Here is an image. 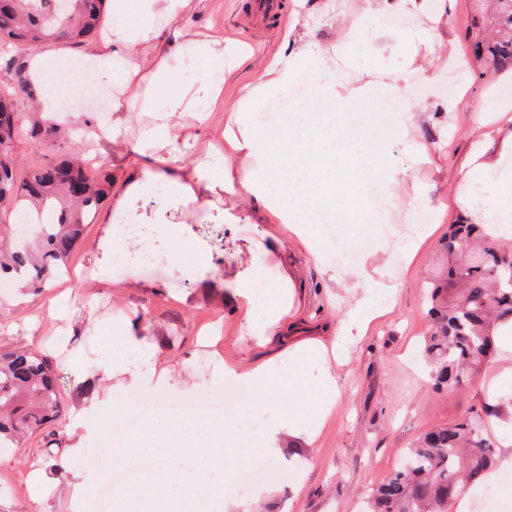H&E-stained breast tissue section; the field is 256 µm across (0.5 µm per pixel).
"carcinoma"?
<instances>
[{
    "instance_id": "obj_1",
    "label": "carcinoma",
    "mask_w": 512,
    "mask_h": 512,
    "mask_svg": "<svg viewBox=\"0 0 512 512\" xmlns=\"http://www.w3.org/2000/svg\"><path fill=\"white\" fill-rule=\"evenodd\" d=\"M55 0H3L0 5V56L15 88L0 92V109L13 120L0 124V281L39 292L67 268L75 245L112 191V175L92 180L80 151L59 162L45 161L17 180L12 152L17 141L55 143L66 139L57 124L34 112L15 111L16 91L36 99L28 82L24 52L64 42L90 44L102 21L104 0H69L61 14ZM475 37L473 55L495 73L512 72V0H495L492 12L472 17L466 32ZM485 237L480 224H456L445 248L452 265L448 284L436 279L429 290L434 331L423 353L432 364L433 387L461 386L475 366L497 349L492 326L512 320V273L491 247L462 250ZM61 416L56 372L51 360L20 346L0 348V447L20 446L27 437ZM494 442L476 414L425 433L409 450L405 467L374 489L370 512H447L460 484L485 473L493 463Z\"/></svg>"
}]
</instances>
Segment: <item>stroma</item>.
Returning a JSON list of instances; mask_svg holds the SVG:
<instances>
[{"mask_svg": "<svg viewBox=\"0 0 512 512\" xmlns=\"http://www.w3.org/2000/svg\"><path fill=\"white\" fill-rule=\"evenodd\" d=\"M275 14L262 16L256 0H202L188 24L196 31H222L225 38L249 44L261 54L276 52L285 25L304 24L326 15L336 18V28L322 27L316 35L336 51L339 65L360 82H399L406 96L423 107L420 124L410 141H395L389 157L396 166L410 169L414 185L399 187L378 206L392 214L390 223L368 225L362 240L377 245L368 259L367 272L375 279L397 284L395 306L366 335L355 337L342 363L313 361L310 375L331 368L342 385L336 409L320 436L303 455L284 452L266 469L265 481L276 488L259 505L260 512H363L367 493L381 484L404 459V450L425 432L482 411L479 390L495 386L497 376L512 367V352L488 358L478 373L462 388L434 390L430 366L420 346L433 325L425 283L448 277V254L442 241L450 225L460 219L459 205L468 189L460 182V171L476 139L475 115L492 108L494 90L512 84L508 74L484 73L470 52L466 25L473 0H455L448 19L430 24L420 18V27H433L431 47L410 55L404 40L381 37L359 45L347 36L346 25L359 13L361 0H276ZM60 61L53 90L67 92L59 109L78 107L86 113L107 114L112 94L93 81L69 79L66 72L82 67V51L54 44ZM215 81L224 85V101L205 113L203 131L211 137L224 127L225 104L237 101L252 80L242 69L234 80L224 78L222 67L211 69ZM439 221L434 233L420 246L413 262H406L403 246L414 239L431 216ZM192 229L210 251V273L230 284L245 277L257 259H264L263 281L278 283L281 261L298 271L297 292L308 327L323 324L338 328L356 295L352 289L329 281L327 273L302 249L272 246V224H253L241 219L227 226L216 213L201 212ZM99 237L98 224L87 225L76 244L66 273L55 276L42 292L22 295L16 289L0 293L7 304L0 323V347L25 344L52 356L58 376L62 415L46 424L21 446L1 451L0 512H88L84 489L99 486L101 476L91 471L88 461L97 455L96 442L79 451L71 446L76 435L70 426L71 408L85 388L81 373L55 357L51 340L65 329L64 320L47 315L48 300L68 293L75 306L95 305L101 316L135 314L168 346L174 365L193 358L197 367L211 371L215 358L253 359L260 351L242 334V315L216 303L179 302L158 289L171 271L163 259L135 266L117 288H97L84 279L94 257ZM152 288H142V281ZM219 324L213 343L196 345L195 334L204 325ZM46 470L57 481L55 495L36 503L30 494H16L25 484L28 464Z\"/></svg>", "mask_w": 512, "mask_h": 512, "instance_id": "1", "label": "stroma"}]
</instances>
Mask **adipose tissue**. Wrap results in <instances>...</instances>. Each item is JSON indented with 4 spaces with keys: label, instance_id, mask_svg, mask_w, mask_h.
<instances>
[{
    "label": "adipose tissue",
    "instance_id": "1",
    "mask_svg": "<svg viewBox=\"0 0 512 512\" xmlns=\"http://www.w3.org/2000/svg\"><path fill=\"white\" fill-rule=\"evenodd\" d=\"M197 0H111L107 26L84 58L91 79L112 92V113L99 119L92 136L122 143L131 163L112 203L99 215L100 235L90 280L119 284L117 254L133 255L137 241L126 225L138 223L136 205L154 202L150 225L167 243V262L190 275L203 302L233 304L243 311L242 333L257 345L286 335L290 304L296 299L295 277L284 273L276 287L278 306L256 313L259 273L227 287L208 275L207 255L184 215L213 211L225 224L238 223L236 204L253 203L260 217L280 224L289 245L304 248L314 262L332 269L323 240L315 236L307 217L321 210H341L349 216L350 234L372 223L363 188L374 180L386 191L405 181L407 170L386 162L388 144L407 139L422 115L405 104L398 82L384 86L354 81L339 70L336 58L310 31L285 28L282 46L274 54L257 55L254 48L225 39L223 32L186 34L184 20ZM450 0H362L360 14L349 24L359 39L372 41L388 34L399 9L438 19ZM186 60L196 71L184 81L173 58ZM55 54L43 49L27 59L32 84L43 87L37 109L54 123H64L50 88ZM219 65L225 78L241 67L253 68L254 80L229 106L220 145H202L203 109L224 97L223 87L209 70ZM326 109L300 121L286 115L278 125L258 123L255 114L264 100L291 90L313 76ZM393 112L385 135L370 138L366 129L376 113ZM483 133L461 171L472 192L462 199L463 219L483 225L493 239L512 236V98H501L494 116L478 113ZM348 287L363 291L347 313L341 331L330 341L308 340L252 363L217 360V377L242 393L236 428L223 418L192 421L172 419L140 422L135 446L121 449L122 458L152 455L155 465L146 489L122 495L120 512H143L144 493L159 497L163 512H248L249 501L228 499L224 485L234 480L246 461L266 460L288 448L301 453L311 447L331 416L341 385L335 373L323 370L307 381L306 362L340 352L352 335H365L376 319L394 306L395 286L374 280L364 267L347 271ZM106 337V351L87 350L86 336ZM60 343L65 362L84 375L92 396L77 417L85 436H98V425L117 416L110 396L95 394L96 386L123 377L129 403L162 396L172 388L170 360L148 325L136 316L76 318ZM490 419L503 433L498 466L490 478L512 476V369H503L497 387L484 390Z\"/></svg>",
    "mask_w": 512,
    "mask_h": 512
}]
</instances>
